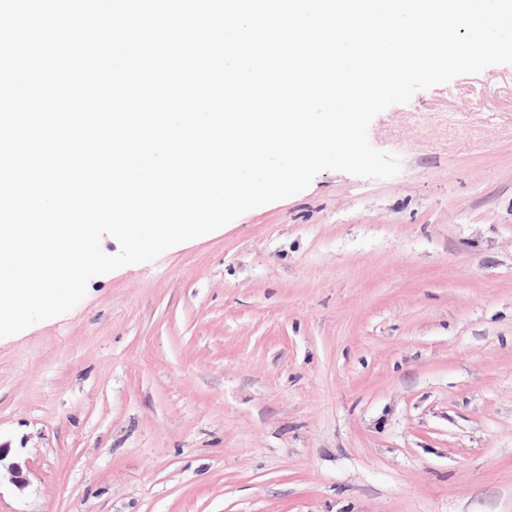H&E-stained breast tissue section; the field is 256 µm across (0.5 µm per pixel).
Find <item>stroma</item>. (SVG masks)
I'll use <instances>...</instances> for the list:
<instances>
[{
	"label": "stroma",
	"instance_id": "35a3bbf8",
	"mask_svg": "<svg viewBox=\"0 0 512 512\" xmlns=\"http://www.w3.org/2000/svg\"><path fill=\"white\" fill-rule=\"evenodd\" d=\"M0 338V512H512V64Z\"/></svg>",
	"mask_w": 512,
	"mask_h": 512
}]
</instances>
